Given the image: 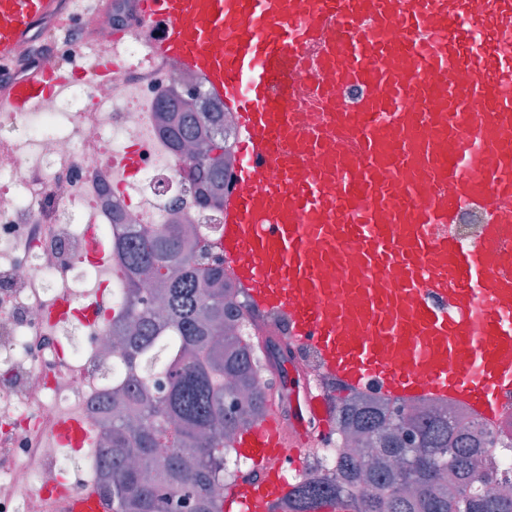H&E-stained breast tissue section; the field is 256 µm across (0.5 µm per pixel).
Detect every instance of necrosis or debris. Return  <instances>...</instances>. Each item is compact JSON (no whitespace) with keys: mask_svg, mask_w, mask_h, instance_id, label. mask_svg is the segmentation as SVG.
Returning a JSON list of instances; mask_svg holds the SVG:
<instances>
[{"mask_svg":"<svg viewBox=\"0 0 512 512\" xmlns=\"http://www.w3.org/2000/svg\"><path fill=\"white\" fill-rule=\"evenodd\" d=\"M133 20V0H112L109 11L79 22L123 60V79L88 78L42 111L0 113V293L12 300L11 307L0 306V396H40L37 404L0 418V438L20 456L0 488V512H20L17 491L41 493L42 478L26 461L39 423L72 412L100 430L99 402L129 376L112 352L127 275L117 257L104 265L91 258V234L117 236L126 219L153 228L190 220L200 246L215 245L221 234L220 211L200 207L186 177L188 158L171 147L155 119L171 91L199 93L203 112L212 100L202 94L199 78L150 56ZM131 147L140 149L141 163L128 177L116 161ZM35 225L48 226V233H32ZM93 287L101 297L98 321L64 323L66 332L84 337L82 354L64 353L55 338L41 349L31 345V337L49 336L50 321L47 302L29 303L28 289L63 288L80 303ZM447 410L464 418L479 440L480 471L495 477L512 471V399L495 424L457 404Z\"/></svg>","mask_w":512,"mask_h":512,"instance_id":"necrosis-or-debris-1","label":"necrosis or debris"}]
</instances>
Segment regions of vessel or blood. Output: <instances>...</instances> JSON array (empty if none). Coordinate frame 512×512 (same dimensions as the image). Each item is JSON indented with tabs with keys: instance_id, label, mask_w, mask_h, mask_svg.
<instances>
[{
	"instance_id": "1",
	"label": "vessel or blood",
	"mask_w": 512,
	"mask_h": 512,
	"mask_svg": "<svg viewBox=\"0 0 512 512\" xmlns=\"http://www.w3.org/2000/svg\"><path fill=\"white\" fill-rule=\"evenodd\" d=\"M63 0H0V68ZM152 57L193 71L233 115L224 268L259 318L311 350L336 393L453 401L488 423L512 398V0H137ZM481 49H474V35ZM118 79L110 49L86 69ZM54 63L0 83L1 112L63 92ZM481 213L466 248L450 227ZM288 425L235 446L238 512H270L320 447L334 395L290 365ZM48 445L84 448L75 415ZM43 501L112 512L91 485Z\"/></svg>"
}]
</instances>
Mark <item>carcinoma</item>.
<instances>
[{
	"instance_id": "1",
	"label": "carcinoma",
	"mask_w": 512,
	"mask_h": 512,
	"mask_svg": "<svg viewBox=\"0 0 512 512\" xmlns=\"http://www.w3.org/2000/svg\"><path fill=\"white\" fill-rule=\"evenodd\" d=\"M156 121L175 150L189 145L192 180L220 184L228 165L224 137L217 131L224 107L200 112L196 97H174ZM193 229L166 224L148 229L125 224L112 244L127 265L129 288L119 319L125 323L119 353L134 372L112 389V429L100 460L101 476L92 486L112 502V512H173L162 488L181 489L195 512H224L215 486L235 485L239 475L225 465L239 433L267 415L282 391L268 384L255 398L224 409V396L252 392L266 364L281 363L279 344L253 342L239 321L225 313L233 305L249 311L239 289L224 287V263L204 266L186 246ZM158 284V306H147L140 282ZM165 372L167 386L157 396L143 368ZM335 431L354 449L335 468L313 455L306 472L273 512H319L329 500L347 512H512V475L495 487L475 485L477 441L460 424L436 413L396 419L375 400L353 392L336 403ZM170 453L156 467L154 450ZM452 448L451 457L444 449Z\"/></svg>"
}]
</instances>
